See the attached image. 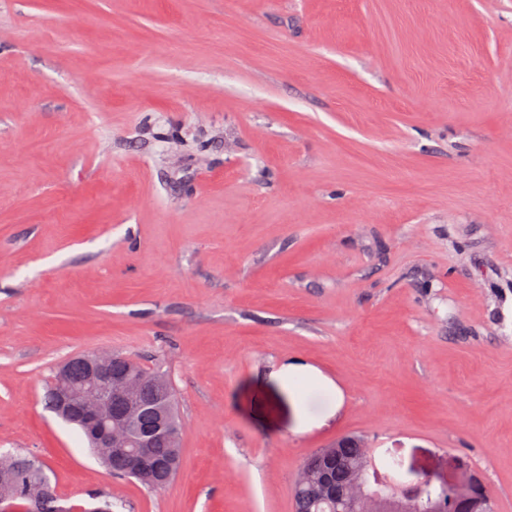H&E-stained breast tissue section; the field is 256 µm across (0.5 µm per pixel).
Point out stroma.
<instances>
[{
  "label": "stroma",
  "mask_w": 512,
  "mask_h": 512,
  "mask_svg": "<svg viewBox=\"0 0 512 512\" xmlns=\"http://www.w3.org/2000/svg\"><path fill=\"white\" fill-rule=\"evenodd\" d=\"M162 363L165 490L42 399ZM366 439L512 512V0H0V448L114 512H294Z\"/></svg>",
  "instance_id": "stroma-1"
}]
</instances>
